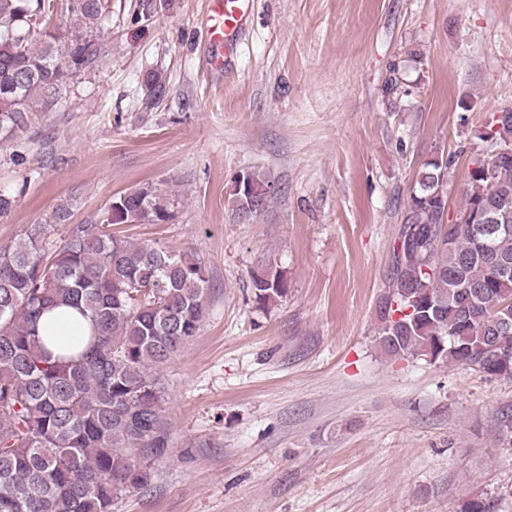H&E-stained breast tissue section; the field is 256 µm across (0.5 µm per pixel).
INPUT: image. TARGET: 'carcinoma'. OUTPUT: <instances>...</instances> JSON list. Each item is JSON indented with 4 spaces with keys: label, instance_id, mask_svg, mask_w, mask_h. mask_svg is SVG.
<instances>
[{
    "label": "carcinoma",
    "instance_id": "cac0c4a2",
    "mask_svg": "<svg viewBox=\"0 0 512 512\" xmlns=\"http://www.w3.org/2000/svg\"><path fill=\"white\" fill-rule=\"evenodd\" d=\"M165 6L137 0L149 21ZM103 0H70L66 25L51 26V0H0V144L25 130L34 112L55 105L75 72L93 67L102 38ZM45 28L28 38L33 20ZM16 94L2 91L18 72ZM167 76H145L148 100L161 99ZM512 151V115L494 132ZM451 160L419 172L395 239L386 288L377 304L376 341L393 357L455 363L489 378L512 380V158L494 163L491 188L463 189L460 211L484 207L489 235L445 224ZM270 181L256 172L234 180L238 217L262 211ZM176 194L145 182L114 197L106 224H71L59 204L45 224L27 226L0 245V512H114L151 481V461L171 451V421L158 370L200 332L208 272L189 253L134 244L114 230L165 224ZM61 243L50 242L56 225ZM255 302L285 297L287 281L270 266L251 277ZM413 313L396 320L407 307ZM70 310L88 334L60 346L41 330L43 317ZM498 441L512 447V405L497 415ZM460 512H496L477 495Z\"/></svg>",
    "mask_w": 512,
    "mask_h": 512
}]
</instances>
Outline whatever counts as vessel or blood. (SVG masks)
<instances>
[{
	"label": "vessel or blood",
	"instance_id": "1",
	"mask_svg": "<svg viewBox=\"0 0 512 512\" xmlns=\"http://www.w3.org/2000/svg\"><path fill=\"white\" fill-rule=\"evenodd\" d=\"M248 13L249 0H209L205 24L213 69L221 71L228 66L229 49L246 23Z\"/></svg>",
	"mask_w": 512,
	"mask_h": 512
}]
</instances>
